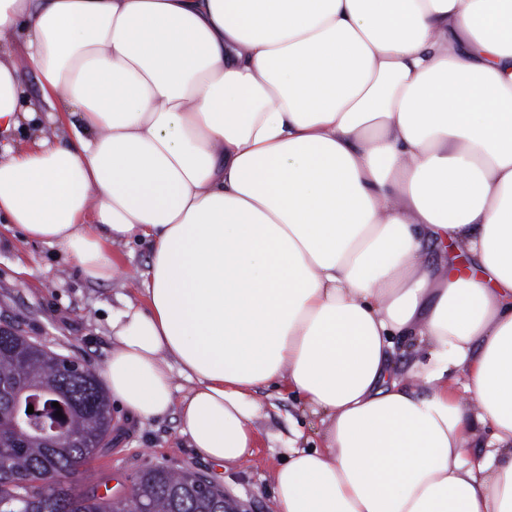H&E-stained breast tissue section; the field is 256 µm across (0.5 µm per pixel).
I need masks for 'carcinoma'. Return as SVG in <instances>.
Returning a JSON list of instances; mask_svg holds the SVG:
<instances>
[{"label":"carcinoma","mask_w":512,"mask_h":512,"mask_svg":"<svg viewBox=\"0 0 512 512\" xmlns=\"http://www.w3.org/2000/svg\"><path fill=\"white\" fill-rule=\"evenodd\" d=\"M67 357L46 349L12 328H0V383L21 384L45 391V401L57 402L43 416L19 415L29 424L17 429L9 420L15 406L0 403V502L21 499L23 512H214L224 509L222 500L193 495L205 477L185 469L148 468L136 474L128 496L104 499L95 494L93 474L84 469L112 430V409L100 381L67 376L62 367ZM62 411L70 428L86 447L65 441L49 443L41 430ZM64 473L59 481L55 475Z\"/></svg>","instance_id":"1"}]
</instances>
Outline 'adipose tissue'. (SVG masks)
I'll use <instances>...</instances> for the list:
<instances>
[{
  "label": "adipose tissue",
  "mask_w": 512,
  "mask_h": 512,
  "mask_svg": "<svg viewBox=\"0 0 512 512\" xmlns=\"http://www.w3.org/2000/svg\"><path fill=\"white\" fill-rule=\"evenodd\" d=\"M19 131L0 223L93 282L150 245L103 370L129 416L235 466L282 387L327 428L275 512H512V0H0Z\"/></svg>",
  "instance_id": "1"
}]
</instances>
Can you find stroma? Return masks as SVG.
<instances>
[{
    "label": "stroma",
    "instance_id": "stroma-1",
    "mask_svg": "<svg viewBox=\"0 0 512 512\" xmlns=\"http://www.w3.org/2000/svg\"><path fill=\"white\" fill-rule=\"evenodd\" d=\"M119 270L108 281L91 282L76 262L49 245L25 238L13 224H0V328L12 327L59 354L103 370L111 347L109 321L124 298L136 296L150 257L147 243L114 250ZM265 409L256 419L260 446L239 467L223 468L189 448L177 414L142 422L112 409V434L88 464L95 491H122L135 473L153 466L185 468L206 475L243 512H273V480L285 459L284 440L301 433V446L321 447L326 426L289 393L257 394Z\"/></svg>",
    "mask_w": 512,
    "mask_h": 512
}]
</instances>
